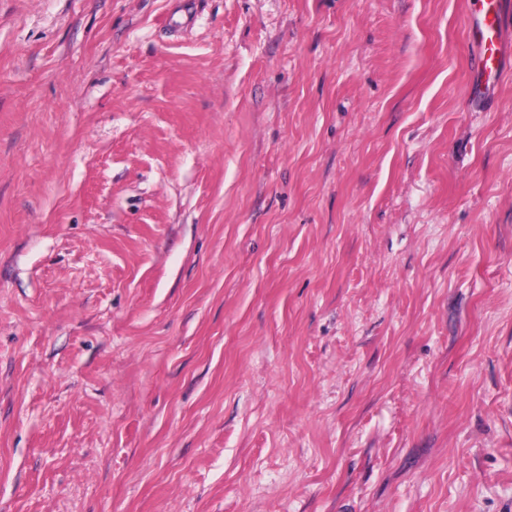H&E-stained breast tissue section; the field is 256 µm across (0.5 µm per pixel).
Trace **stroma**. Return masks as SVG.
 Wrapping results in <instances>:
<instances>
[{
	"label": "stroma",
	"mask_w": 512,
	"mask_h": 512,
	"mask_svg": "<svg viewBox=\"0 0 512 512\" xmlns=\"http://www.w3.org/2000/svg\"><path fill=\"white\" fill-rule=\"evenodd\" d=\"M471 2L0 0V512H512Z\"/></svg>",
	"instance_id": "1"
}]
</instances>
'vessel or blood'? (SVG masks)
<instances>
[{
	"instance_id": "1",
	"label": "vessel or blood",
	"mask_w": 512,
	"mask_h": 512,
	"mask_svg": "<svg viewBox=\"0 0 512 512\" xmlns=\"http://www.w3.org/2000/svg\"><path fill=\"white\" fill-rule=\"evenodd\" d=\"M507 0H488L485 11L472 19L469 41L476 50L475 70L486 81H499L506 71L508 50L502 29L508 7Z\"/></svg>"
}]
</instances>
